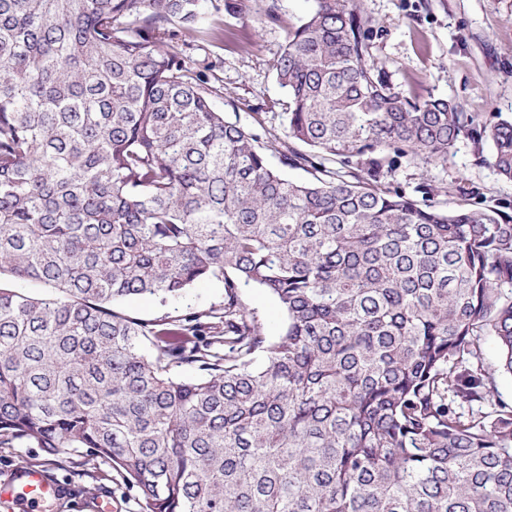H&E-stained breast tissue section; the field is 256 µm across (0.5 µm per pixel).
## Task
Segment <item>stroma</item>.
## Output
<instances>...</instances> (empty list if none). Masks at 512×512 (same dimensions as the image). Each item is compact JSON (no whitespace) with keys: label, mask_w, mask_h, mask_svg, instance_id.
I'll use <instances>...</instances> for the list:
<instances>
[{"label":"stroma","mask_w":512,"mask_h":512,"mask_svg":"<svg viewBox=\"0 0 512 512\" xmlns=\"http://www.w3.org/2000/svg\"><path fill=\"white\" fill-rule=\"evenodd\" d=\"M249 17L224 16V40L197 38L190 51L218 93L216 108L230 120L254 130L283 131L287 96L278 85L273 63L291 27L311 6L310 0H251ZM373 26V54L392 83L418 95L452 100L464 112L512 119V0H364ZM493 143L460 140L446 162L403 163L385 187L415 195L421 184L434 187L437 202L448 209L494 206L512 215V182L490 162ZM224 290L202 282L187 297L159 303L136 297L121 303L125 314L141 320L204 311L222 304ZM47 469L69 488L70 498L53 512H83L90 492L112 497V512H142L139 495L120 472L92 460L85 449L68 452L51 465L38 448H1L0 479L19 464Z\"/></svg>","instance_id":"stroma-1"}]
</instances>
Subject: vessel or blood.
Here are the masks:
<instances>
[{
  "label": "vessel or blood",
  "instance_id": "vessel-or-blood-1",
  "mask_svg": "<svg viewBox=\"0 0 512 512\" xmlns=\"http://www.w3.org/2000/svg\"><path fill=\"white\" fill-rule=\"evenodd\" d=\"M63 486L41 468H25L0 481V507L6 512H40L57 502Z\"/></svg>",
  "mask_w": 512,
  "mask_h": 512
}]
</instances>
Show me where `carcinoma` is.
<instances>
[{
    "label": "carcinoma",
    "instance_id": "obj_1",
    "mask_svg": "<svg viewBox=\"0 0 512 512\" xmlns=\"http://www.w3.org/2000/svg\"><path fill=\"white\" fill-rule=\"evenodd\" d=\"M208 2L248 11L0 0V446L85 448L142 512H512V216L378 186L486 132L512 181V121L395 88L361 0H312L272 149L175 45L223 37ZM206 280L207 312L114 308ZM242 299L257 312L270 335L279 334L283 316L277 302L269 293L255 288H244Z\"/></svg>",
    "mask_w": 512,
    "mask_h": 512
}]
</instances>
